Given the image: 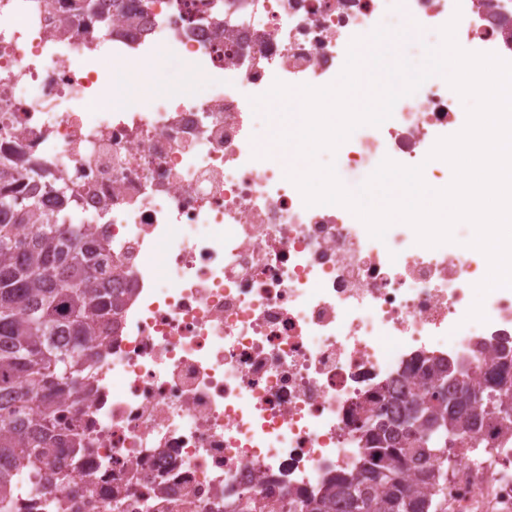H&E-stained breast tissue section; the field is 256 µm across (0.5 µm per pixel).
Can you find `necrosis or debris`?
Wrapping results in <instances>:
<instances>
[{"mask_svg":"<svg viewBox=\"0 0 512 512\" xmlns=\"http://www.w3.org/2000/svg\"><path fill=\"white\" fill-rule=\"evenodd\" d=\"M0 0V152L49 169L90 234L107 237L127 290L97 382L68 415L88 444L76 481L24 503L67 512H224L263 492L294 498L351 466V423L380 389L425 395L421 356L471 367L478 344L512 346V289L466 315L481 280L469 252L384 240L339 205L306 206L285 168L255 154L251 106L274 81L333 83L354 38L388 20L413 36L456 21L473 51L512 61V0ZM112 18L102 34L99 13ZM175 49L201 96L95 106L105 63ZM456 91L426 82L387 124L339 151L426 165L457 122ZM486 449L448 472L456 512H512V443L490 423Z\"/></svg>","mask_w":512,"mask_h":512,"instance_id":"necrosis-or-debris-1","label":"necrosis or debris"}]
</instances>
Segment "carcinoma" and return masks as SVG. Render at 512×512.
Returning <instances> with one entry per match:
<instances>
[{
    "instance_id": "carcinoma-1",
    "label": "carcinoma",
    "mask_w": 512,
    "mask_h": 512,
    "mask_svg": "<svg viewBox=\"0 0 512 512\" xmlns=\"http://www.w3.org/2000/svg\"><path fill=\"white\" fill-rule=\"evenodd\" d=\"M27 180L28 188L15 183ZM69 199L50 172L12 154L0 156V512L44 481L72 479L85 444L60 414L96 378V360L112 342L123 305L112 281L124 277L112 248L66 210L44 209L42 194ZM428 397L388 395L391 413L361 406L356 431L364 452L351 469L328 476L321 491L288 502L246 496L233 512H448V430L459 448H477L487 422L512 425V401L494 389L512 378V349H496L474 377L451 361L423 358ZM412 478H406V475Z\"/></svg>"
}]
</instances>
